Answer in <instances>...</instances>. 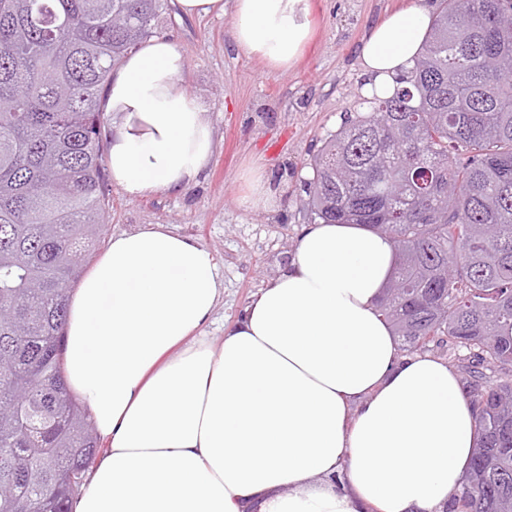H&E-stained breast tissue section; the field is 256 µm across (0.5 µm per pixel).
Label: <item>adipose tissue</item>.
Wrapping results in <instances>:
<instances>
[{"label": "adipose tissue", "instance_id": "ef3b65f1", "mask_svg": "<svg viewBox=\"0 0 512 512\" xmlns=\"http://www.w3.org/2000/svg\"><path fill=\"white\" fill-rule=\"evenodd\" d=\"M227 14L236 50L292 68L312 0H176ZM433 13L372 24L362 93L386 98L420 55ZM175 43L153 36L112 71L108 166L137 199L196 183L211 124ZM396 257L360 224H304L290 261L221 340L204 328L222 273L196 239L155 225L113 235L69 300L65 370L104 448L74 512H446L478 443L447 361L406 355L377 301Z\"/></svg>", "mask_w": 512, "mask_h": 512}]
</instances>
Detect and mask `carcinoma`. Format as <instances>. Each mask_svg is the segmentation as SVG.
I'll list each match as a JSON object with an SVG mask.
<instances>
[{
  "label": "carcinoma",
  "mask_w": 512,
  "mask_h": 512,
  "mask_svg": "<svg viewBox=\"0 0 512 512\" xmlns=\"http://www.w3.org/2000/svg\"><path fill=\"white\" fill-rule=\"evenodd\" d=\"M166 4L0 0V512H72L100 451L62 334L107 219L101 94ZM402 83L323 139L306 205L390 238L381 314L476 409L452 508L512 512V0H437Z\"/></svg>",
  "instance_id": "1"
}]
</instances>
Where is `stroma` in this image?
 <instances>
[{
  "instance_id": "35a3bbf8",
  "label": "stroma",
  "mask_w": 512,
  "mask_h": 512,
  "mask_svg": "<svg viewBox=\"0 0 512 512\" xmlns=\"http://www.w3.org/2000/svg\"><path fill=\"white\" fill-rule=\"evenodd\" d=\"M409 0H313L316 36L291 69L266 70L238 52L229 37L230 16L181 19L169 5L158 20L186 60L184 80L205 106L214 151L200 182L178 193L139 199L107 184L105 240L147 224L191 236L216 256L224 299L206 332L221 339L254 294L288 263L296 228L313 223L305 201L310 157L357 108L365 77L357 49L370 25ZM264 172L276 192L270 208L247 209L244 175Z\"/></svg>"
}]
</instances>
